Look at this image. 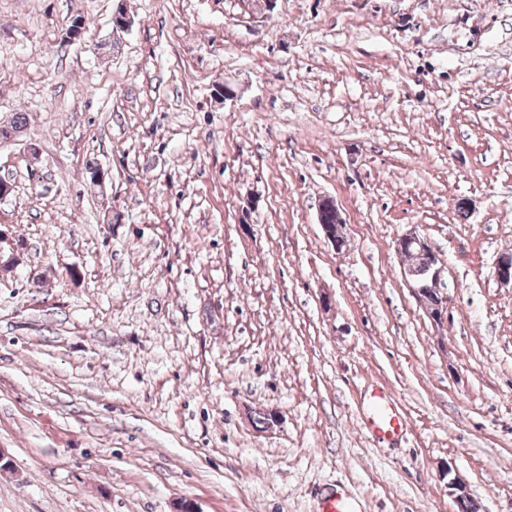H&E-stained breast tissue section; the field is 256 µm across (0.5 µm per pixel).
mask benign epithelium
I'll list each match as a JSON object with an SVG mask.
<instances>
[{
	"mask_svg": "<svg viewBox=\"0 0 512 512\" xmlns=\"http://www.w3.org/2000/svg\"><path fill=\"white\" fill-rule=\"evenodd\" d=\"M334 209H336V205L333 201L327 200L323 202L318 213V221L327 239L335 244V246L340 247L345 242V224L342 218H337L336 223L329 225L324 223L323 219L325 211ZM410 248L418 251L422 263L415 268L410 266L403 268L404 277L415 297L423 304L428 316L433 321L440 322L446 316L448 302V297L439 288L442 267L438 266V259L427 240L414 230L403 234L396 241V251L399 255H404ZM495 274L501 281L512 283L511 252L504 253L499 257L495 267Z\"/></svg>",
	"mask_w": 512,
	"mask_h": 512,
	"instance_id": "7a95c632",
	"label": "benign epithelium"
}]
</instances>
